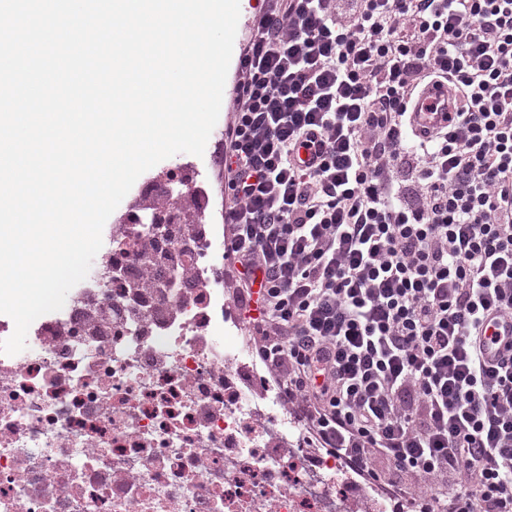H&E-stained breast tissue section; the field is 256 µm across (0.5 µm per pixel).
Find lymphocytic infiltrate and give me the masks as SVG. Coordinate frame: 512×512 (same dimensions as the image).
<instances>
[{
	"instance_id": "obj_1",
	"label": "lymphocytic infiltrate",
	"mask_w": 512,
	"mask_h": 512,
	"mask_svg": "<svg viewBox=\"0 0 512 512\" xmlns=\"http://www.w3.org/2000/svg\"><path fill=\"white\" fill-rule=\"evenodd\" d=\"M447 84L456 121L409 110ZM310 159H301V152ZM224 266L308 442L413 512H512V0H266L224 129Z\"/></svg>"
}]
</instances>
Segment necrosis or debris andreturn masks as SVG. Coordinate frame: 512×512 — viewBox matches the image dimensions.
Segmentation results:
<instances>
[{"label":"necrosis or debris","instance_id":"obj_1","mask_svg":"<svg viewBox=\"0 0 512 512\" xmlns=\"http://www.w3.org/2000/svg\"><path fill=\"white\" fill-rule=\"evenodd\" d=\"M191 217L155 241L120 216L63 308L0 353V512H388L327 452H311L236 337L224 304V241ZM168 247L184 288L151 285L134 245ZM128 280H113L115 269Z\"/></svg>","mask_w":512,"mask_h":512}]
</instances>
